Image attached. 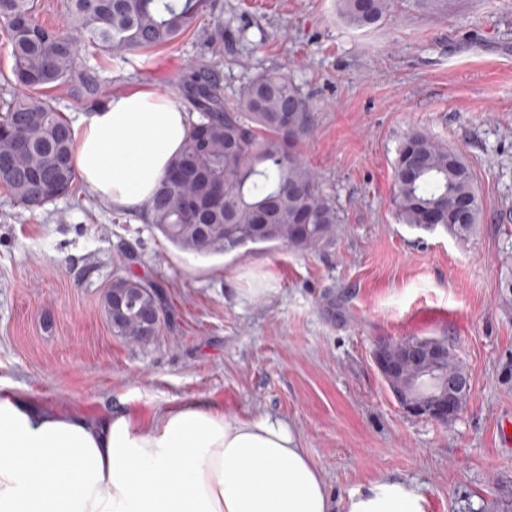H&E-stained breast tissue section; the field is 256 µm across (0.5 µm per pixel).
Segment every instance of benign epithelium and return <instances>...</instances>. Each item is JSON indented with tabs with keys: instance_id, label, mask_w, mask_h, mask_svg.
Listing matches in <instances>:
<instances>
[{
	"instance_id": "obj_1",
	"label": "benign epithelium",
	"mask_w": 512,
	"mask_h": 512,
	"mask_svg": "<svg viewBox=\"0 0 512 512\" xmlns=\"http://www.w3.org/2000/svg\"><path fill=\"white\" fill-rule=\"evenodd\" d=\"M448 356V349L423 348L417 344H406L405 358L415 369V377L407 391L398 394L396 402L409 416L425 417L437 423L453 421L462 411L456 390L442 380L439 362ZM374 362L379 373L390 382H398L404 374L402 362L386 354V344L375 349Z\"/></svg>"
}]
</instances>
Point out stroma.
Returning <instances> with one entry per match:
<instances>
[{
    "instance_id": "obj_1",
    "label": "stroma",
    "mask_w": 512,
    "mask_h": 512,
    "mask_svg": "<svg viewBox=\"0 0 512 512\" xmlns=\"http://www.w3.org/2000/svg\"><path fill=\"white\" fill-rule=\"evenodd\" d=\"M218 22L214 57L205 33ZM200 64L216 67L231 104L257 74L293 80L312 115L304 161L341 216L335 244L197 256L84 180L34 209L0 187V385L50 409L145 423L193 402L278 416L334 512L386 481L417 486L424 512H512V309L500 301L512 266V0H454L445 17L403 10L366 30L343 22L336 0H216L169 46L89 52L81 67L116 96L174 95ZM413 130L468 165L482 202L468 239L402 223L393 162ZM119 276L163 292L148 343L112 333L103 298ZM412 337L447 342L468 372L450 424L404 414L374 364L379 343Z\"/></svg>"
}]
</instances>
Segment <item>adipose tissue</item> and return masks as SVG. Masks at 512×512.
I'll return each instance as SVG.
<instances>
[{"label":"adipose tissue","mask_w":512,"mask_h":512,"mask_svg":"<svg viewBox=\"0 0 512 512\" xmlns=\"http://www.w3.org/2000/svg\"><path fill=\"white\" fill-rule=\"evenodd\" d=\"M175 98L143 87L73 125L74 165L112 206L144 209L185 144ZM409 483L373 484L346 512H423ZM321 471L291 425L198 403L148 423L100 419L0 388V512H331Z\"/></svg>","instance_id":"ef3b65f1"}]
</instances>
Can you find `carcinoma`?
<instances>
[{
    "label": "carcinoma",
    "instance_id": "1",
    "mask_svg": "<svg viewBox=\"0 0 512 512\" xmlns=\"http://www.w3.org/2000/svg\"><path fill=\"white\" fill-rule=\"evenodd\" d=\"M355 29L391 18L402 0H337ZM425 15L447 14L452 0H408ZM211 0H63V20L46 28L36 19V0H0V25L7 31L15 86L0 116V185L22 205L42 207L69 193L77 179L72 128L49 89L65 88L79 102L102 104L109 95L81 72V50L124 58L168 45L189 32ZM220 55L224 26L206 34ZM181 93L197 117L183 151L145 206L149 222L175 246L200 256L225 254L249 245H285L322 250L336 240L340 217L317 176L301 157L311 114L288 75L266 72L241 91L237 104L224 103L214 69L204 65L185 77ZM395 205L403 223L420 228L433 216L456 239L476 230L482 203L461 156L419 131L409 132L394 162ZM465 204L463 214L453 205ZM126 311L113 334L146 343V314L161 317L156 285L118 277L107 289V318ZM448 381L469 384L453 353L443 363Z\"/></svg>",
    "mask_w": 512,
    "mask_h": 512
}]
</instances>
